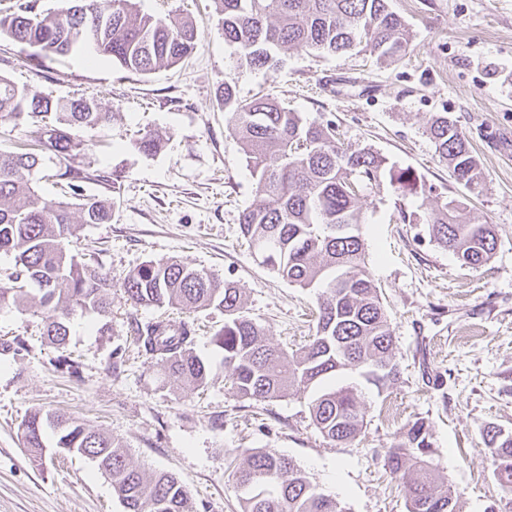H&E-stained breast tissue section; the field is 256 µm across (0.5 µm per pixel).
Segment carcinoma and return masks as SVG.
<instances>
[{"label":"carcinoma","mask_w":512,"mask_h":512,"mask_svg":"<svg viewBox=\"0 0 512 512\" xmlns=\"http://www.w3.org/2000/svg\"><path fill=\"white\" fill-rule=\"evenodd\" d=\"M224 41L236 49L240 69H274L290 50L324 55L368 48L396 59L411 47L404 19L389 0H213ZM34 50L36 57L62 58L87 47L127 71L149 74L176 66L196 48L199 34L182 18H155L136 9L135 0H74L60 13H36L25 3L0 16V35ZM219 109L252 162L259 202L242 211L240 228L249 248L263 255L284 280L309 288L324 282L316 333L291 352L271 346L265 328L253 319L242 291L204 268L176 261H148L127 274L124 293L134 305L187 311L219 310L224 325L213 343L223 354L224 370L239 397L273 401L313 388L311 418L319 431L339 443L361 431L363 415L357 389L350 384L323 387L345 366L362 370L367 381L383 387L397 375L392 363L393 336L377 287L367 271L364 223L359 199L380 186L382 178L403 196L414 195L412 174L387 167L368 148L349 152L336 142L331 124L311 120L269 96L241 100L224 83ZM112 113L93 99H53L30 93L0 76V124L26 120L35 141L56 153L60 177L87 178L75 164L78 127L110 122ZM427 133L454 181L470 192L481 189L485 175L474 151L443 113L432 115ZM42 166L36 152L0 150V252L14 255L0 302L12 294L23 304L37 286L46 311L44 332L57 349L65 347L71 311L105 315L112 308V278L67 252L65 240L84 224H109L114 203L95 197L76 202L47 201L30 175ZM431 239L451 250L463 264L477 268L495 253L498 234L492 224H474L464 198L440 202L422 216ZM351 226L336 235V226ZM138 353L182 384H207L208 364L194 351L196 329L185 320L134 321ZM52 430L55 447L94 461L111 480L125 512H196L184 485L171 473H145L133 465L123 446L75 418L35 412L26 422L24 442L32 452L45 448ZM485 450L502 489L512 493V433L489 425L482 431ZM431 444L425 423L409 424L387 454L386 466L404 481L408 512H459L458 497L438 482L426 459ZM282 473L271 493L266 475ZM235 484L241 512H345L342 503L318 492L295 462L277 452L252 451L237 467Z\"/></svg>","instance_id":"cac0c4a2"}]
</instances>
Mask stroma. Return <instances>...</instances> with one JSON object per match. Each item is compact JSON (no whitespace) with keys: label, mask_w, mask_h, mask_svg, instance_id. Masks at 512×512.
<instances>
[{"label":"stroma","mask_w":512,"mask_h":512,"mask_svg":"<svg viewBox=\"0 0 512 512\" xmlns=\"http://www.w3.org/2000/svg\"><path fill=\"white\" fill-rule=\"evenodd\" d=\"M136 3L143 13L192 20L195 52L140 74L89 51L32 58L0 36V75L55 98L95 99L114 115L109 125L76 132L90 174L79 190L56 178L50 162L39 194L115 201L111 223L83 225L68 245L114 285L111 314L69 316L67 349L79 375L55 366L59 352L43 334L38 301L0 305V338L25 342L19 352L0 350V512H124L95 462L24 447V422L37 410L106 432L134 465L177 477L207 512H241L231 461L254 449L292 458L346 512H408L384 458L420 419L435 473L456 491L461 512H512V494L496 483L482 439L488 424L512 431V0H392L413 35L400 59L291 51L276 69L254 71L237 68L212 0ZM228 80L239 98L270 93L334 124L344 148L371 149L424 186L404 198L385 181L361 201L367 270L395 336L398 374L381 390L345 374L361 392L363 414L359 435L346 444L316 428L309 393L265 402L237 395L211 342L224 323L220 311L198 315L195 351L210 365L205 391L165 377L134 351L132 321L161 311L133 306L120 284L149 260H178L235 282L272 345L295 350L315 333L322 286L283 280L241 237L240 214L257 197L247 157L216 106ZM437 112L470 141L486 175L481 192L467 193L440 160L426 133ZM147 131L165 141L157 154L132 147ZM115 172L114 191L107 178ZM462 195L473 222L498 231L493 257L478 268L431 240L427 225L406 220L436 199Z\"/></svg>","instance_id":"35a3bbf8"}]
</instances>
